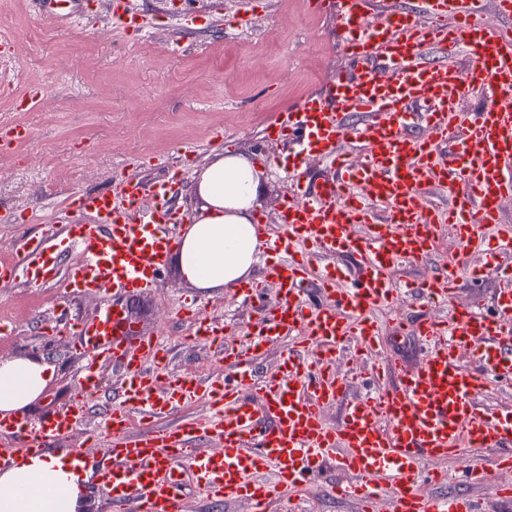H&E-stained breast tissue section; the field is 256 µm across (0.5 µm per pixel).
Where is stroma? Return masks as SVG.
Returning <instances> with one entry per match:
<instances>
[{
  "mask_svg": "<svg viewBox=\"0 0 512 512\" xmlns=\"http://www.w3.org/2000/svg\"><path fill=\"white\" fill-rule=\"evenodd\" d=\"M81 0L79 20L51 19L46 0H0V125L27 127L29 139L0 152V260L12 257L35 229L27 222L36 213L44 220L60 216L64 202L91 189L110 187L117 176L154 170L135 169L138 158L174 157L186 144L199 145L195 160L181 169L172 207L193 215L198 202L191 192L196 170L211 160L209 142L221 136L223 147L263 164L261 212L270 214L290 185L277 168L288 145L274 142L258 154L260 134L273 113L298 107L319 93L345 65L336 22L313 14L307 0ZM253 12L254 20L234 37L225 26L235 13ZM135 14L138 33L126 36L118 18ZM43 88L34 112H19L15 100L28 85ZM108 300L104 294L69 293L59 284L32 287L19 283L0 290V363L30 357L49 366L52 379L44 393L25 407L40 421L66 409L72 392L78 352L68 338L53 350L39 347L38 336L55 310L76 320L91 318ZM401 310L377 309L380 332L378 363L401 372L415 364V336L397 335L398 322L414 325L425 317L439 319L447 306L412 303L401 296ZM191 305L199 318L220 319L246 327L253 315L230 289L203 291L183 281L176 265L151 288L128 296L124 305L144 333L160 336L173 350L177 373L209 375L221 364L208 348L192 345L174 312ZM339 474L327 467L319 482L296 494L294 501L273 503L269 512H353L351 502L337 499L331 488Z\"/></svg>",
  "mask_w": 512,
  "mask_h": 512,
  "instance_id": "stroma-1",
  "label": "stroma"
}]
</instances>
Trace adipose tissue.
I'll list each match as a JSON object with an SVG mask.
<instances>
[{
	"label": "adipose tissue",
	"mask_w": 512,
	"mask_h": 512,
	"mask_svg": "<svg viewBox=\"0 0 512 512\" xmlns=\"http://www.w3.org/2000/svg\"><path fill=\"white\" fill-rule=\"evenodd\" d=\"M263 170L228 149L215 152L196 175L192 191L202 207L176 247L182 278L202 290L230 288L253 274L264 243L256 233ZM51 377L47 367L22 359L0 364V413L9 415L39 398ZM77 476L58 458L0 473V512H75Z\"/></svg>",
	"instance_id": "ef3b65f1"
}]
</instances>
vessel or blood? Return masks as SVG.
Returning a JSON list of instances; mask_svg holds the SVG:
<instances>
[{"instance_id":"1","label":"vessel or blood","mask_w":512,"mask_h":512,"mask_svg":"<svg viewBox=\"0 0 512 512\" xmlns=\"http://www.w3.org/2000/svg\"><path fill=\"white\" fill-rule=\"evenodd\" d=\"M309 5L335 18L346 66L322 92L278 113L263 139L294 145L289 180L313 158L333 175L259 217L257 233L276 258L261 280L237 290L258 315L246 331L178 309L193 341L217 348L223 374L172 372L166 343L135 330L117 301L157 285L177 245L168 231L173 180L124 178L84 192L68 200L66 223L0 262V288L23 275L54 280L47 244L60 237L81 250L67 269L71 290L115 301L85 321L59 312L48 326L49 336H74L84 356L73 403L37 426L0 417V468L57 454L86 425L108 364L119 375L111 406L85 447L57 455L74 475H92L110 512H183L191 494L266 512L330 464L348 474L336 494L358 512H480L468 496L418 491L420 481L447 479L432 461L466 448L498 458L492 472L472 460L464 482L494 484L498 500L512 504V405L485 402L491 389L512 390V225L502 220L512 197V33L485 20L491 9L511 19L512 0H417L411 13L386 0ZM421 125L431 136L418 134ZM438 191L448 196L441 206L431 201ZM444 224L475 264L443 263L407 288L416 301L451 303L448 318L417 324L424 356L394 386L388 368L374 365L358 375L370 396H354L336 361L376 349L371 314L398 299L392 270L429 259ZM339 254L349 266H335ZM490 275L498 287L487 310L455 304L460 288ZM273 346L281 349L276 366L256 371ZM198 401L208 404L207 419H180ZM333 406L341 416L331 424Z\"/></svg>"}]
</instances>
